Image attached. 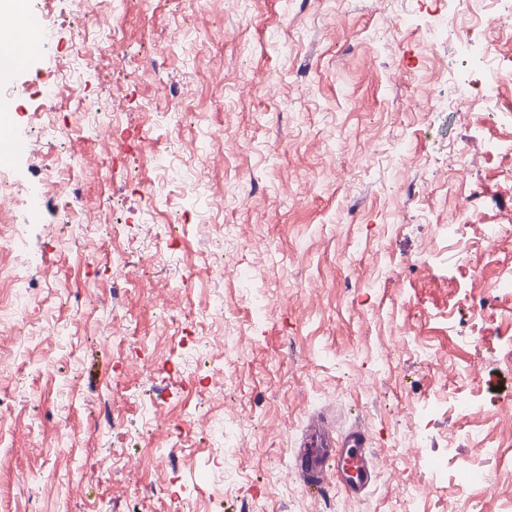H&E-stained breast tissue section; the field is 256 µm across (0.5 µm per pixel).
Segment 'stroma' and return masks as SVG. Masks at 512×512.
Returning <instances> with one entry per match:
<instances>
[{"instance_id": "35a3bbf8", "label": "stroma", "mask_w": 512, "mask_h": 512, "mask_svg": "<svg viewBox=\"0 0 512 512\" xmlns=\"http://www.w3.org/2000/svg\"><path fill=\"white\" fill-rule=\"evenodd\" d=\"M29 16L48 34L0 99L26 143L0 268L34 260L26 341L0 308V512H504L512 75L474 94L462 41L510 56L512 26L442 0H101L95 21L20 0ZM65 73L94 118L47 97ZM72 151L69 213L46 183ZM316 413L371 431L363 494L294 476Z\"/></svg>"}]
</instances>
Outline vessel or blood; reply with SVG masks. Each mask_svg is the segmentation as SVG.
<instances>
[{"label":"vessel or blood","mask_w":512,"mask_h":512,"mask_svg":"<svg viewBox=\"0 0 512 512\" xmlns=\"http://www.w3.org/2000/svg\"><path fill=\"white\" fill-rule=\"evenodd\" d=\"M295 466L304 486L316 493L334 479L358 495L375 475L370 438L363 427L354 426L337 436L320 414L308 421Z\"/></svg>","instance_id":"b4317fda"}]
</instances>
